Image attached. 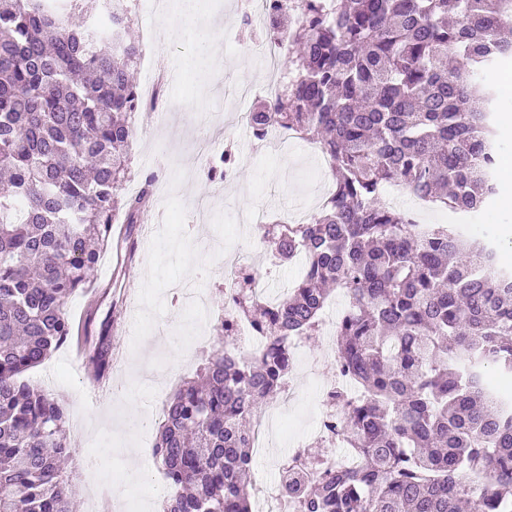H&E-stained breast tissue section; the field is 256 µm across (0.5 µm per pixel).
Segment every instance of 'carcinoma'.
Instances as JSON below:
<instances>
[{"label": "carcinoma", "instance_id": "cac0c4a2", "mask_svg": "<svg viewBox=\"0 0 512 512\" xmlns=\"http://www.w3.org/2000/svg\"><path fill=\"white\" fill-rule=\"evenodd\" d=\"M0 0V512H71L76 453L63 402L23 378L70 335L67 300L93 282L119 211L138 223L149 173L123 201L140 107L129 78L140 46L127 0ZM298 15L295 28L285 16ZM512 0H272L267 30L288 31L279 93L254 110L320 139L335 190L306 224L260 240L299 280L268 303L244 273L236 309L265 345L220 347L165 400L154 453L173 490L166 512H254L255 430L293 367L288 338L313 336L328 299L336 360L360 388L339 433L353 469L283 465L299 512H512V396L479 383L512 376V270L488 265L496 240L455 224L419 231L381 203L385 184L473 213L499 191L498 94L475 79L512 60ZM102 330L90 362L109 372Z\"/></svg>", "mask_w": 512, "mask_h": 512}]
</instances>
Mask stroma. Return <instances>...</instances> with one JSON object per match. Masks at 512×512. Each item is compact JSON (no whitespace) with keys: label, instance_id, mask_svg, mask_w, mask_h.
<instances>
[{"label":"stroma","instance_id":"35a3bbf8","mask_svg":"<svg viewBox=\"0 0 512 512\" xmlns=\"http://www.w3.org/2000/svg\"><path fill=\"white\" fill-rule=\"evenodd\" d=\"M200 7L205 27L218 34L217 45L173 32L171 15L131 10L130 34L142 48L134 77L140 82L147 73L167 72L163 94L169 109L161 124L138 120L124 192L136 194L142 176L157 169L166 194L153 197L140 223L119 225L99 261L92 288L68 302L70 341L27 373L38 385L44 372H52L54 384L47 392L68 408V435L78 448L67 477L79 508L85 505L93 470L110 475L100 492L115 502L129 501L133 486L144 483L150 486L151 500L168 497L153 453L160 408L184 379L196 374L199 357L184 354L186 339L196 337L198 350L216 345L215 327L224 315L226 260L234 255L254 259L260 286L269 296L281 294L299 274L297 266L274 267L261 261L265 246L254 241L251 225L237 223V214L264 205L272 216L282 218L316 207L332 189V177L320 168L309 142L293 140L286 155L272 159L239 141L236 115L254 110L260 98L237 101L234 88L269 83L277 73L258 55L263 29L242 25L244 6L239 0H201ZM207 50L218 73L211 81L204 72L184 65ZM203 135L212 137L217 150L235 146L238 167L229 182L209 180L196 152V141ZM424 221L455 222L467 234L483 229L496 235L512 260V181L501 182L498 196L479 212L457 219L436 205L428 208ZM105 326L112 353L123 365L99 381V400L93 404L87 400L81 358L88 353L90 338ZM326 346L323 335L310 337L306 357L297 359L299 395L280 413L282 434L266 452L253 456L257 481L277 480L280 463L295 444H309L314 457L323 455V448L310 443L309 436L321 413L317 392L336 373L332 362L321 359ZM111 446L116 452L109 465H102L101 452ZM129 448L139 459L136 475L127 463Z\"/></svg>","mask_w":512,"mask_h":512}]
</instances>
